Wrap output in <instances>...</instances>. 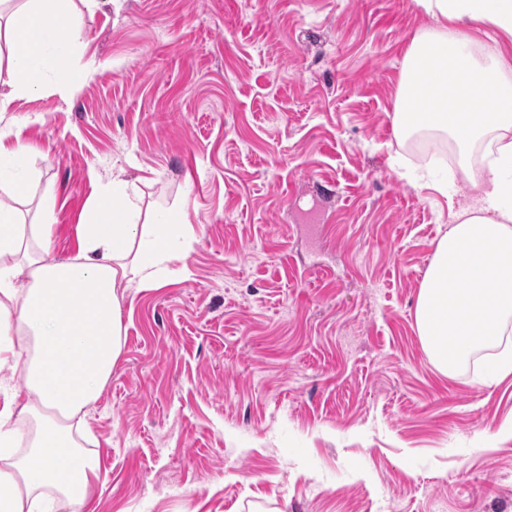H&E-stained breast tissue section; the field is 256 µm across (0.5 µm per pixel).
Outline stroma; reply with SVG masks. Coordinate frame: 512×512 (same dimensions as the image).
Wrapping results in <instances>:
<instances>
[{"instance_id": "35a3bbf8", "label": "stroma", "mask_w": 512, "mask_h": 512, "mask_svg": "<svg viewBox=\"0 0 512 512\" xmlns=\"http://www.w3.org/2000/svg\"><path fill=\"white\" fill-rule=\"evenodd\" d=\"M79 57L0 120L32 148L26 223L77 253L99 183L194 236L120 285L125 345L87 417L82 512H512V375L452 377L414 306L467 205L393 126L414 0H71ZM68 85L61 93L60 85Z\"/></svg>"}]
</instances>
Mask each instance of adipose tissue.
Segmentation results:
<instances>
[{
	"instance_id": "ef3b65f1",
	"label": "adipose tissue",
	"mask_w": 512,
	"mask_h": 512,
	"mask_svg": "<svg viewBox=\"0 0 512 512\" xmlns=\"http://www.w3.org/2000/svg\"><path fill=\"white\" fill-rule=\"evenodd\" d=\"M70 0H24L0 23L7 65H0V112L34 92L49 63L82 43ZM435 24L406 54L393 122L398 139L417 130L451 137L456 164L474 202L438 241L419 286L415 322L434 367L454 376L472 356L512 373V62L497 40L466 28L491 25L512 37V0H415ZM490 94L492 109L474 104ZM486 142L475 166L472 150ZM27 179L12 180L0 201V512H53L55 500L81 512L98 476L79 421L112 376L125 338L119 282L158 286L188 225L145 205L136 187L99 184L78 226L79 249L49 260L57 199L43 197L42 221L24 224L14 200ZM20 375L25 397L8 380Z\"/></svg>"
}]
</instances>
